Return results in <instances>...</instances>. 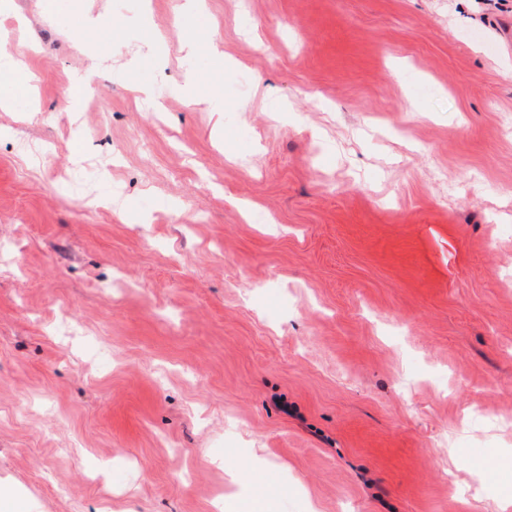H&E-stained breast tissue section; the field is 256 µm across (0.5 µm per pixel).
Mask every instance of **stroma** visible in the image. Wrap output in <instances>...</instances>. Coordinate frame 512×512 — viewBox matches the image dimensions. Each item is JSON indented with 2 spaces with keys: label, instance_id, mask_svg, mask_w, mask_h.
<instances>
[{
  "label": "stroma",
  "instance_id": "1",
  "mask_svg": "<svg viewBox=\"0 0 512 512\" xmlns=\"http://www.w3.org/2000/svg\"><path fill=\"white\" fill-rule=\"evenodd\" d=\"M184 2L0 0V490L512 512V0Z\"/></svg>",
  "mask_w": 512,
  "mask_h": 512
}]
</instances>
